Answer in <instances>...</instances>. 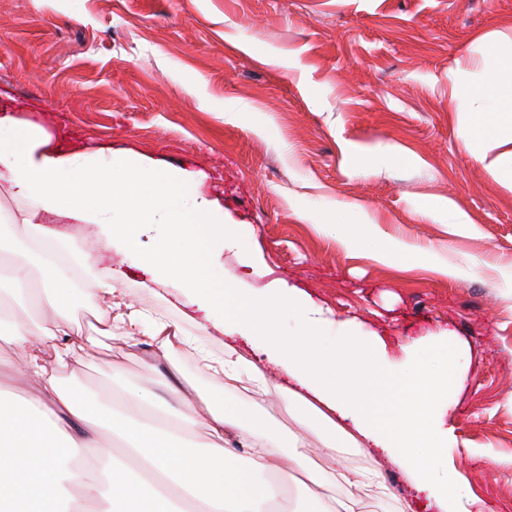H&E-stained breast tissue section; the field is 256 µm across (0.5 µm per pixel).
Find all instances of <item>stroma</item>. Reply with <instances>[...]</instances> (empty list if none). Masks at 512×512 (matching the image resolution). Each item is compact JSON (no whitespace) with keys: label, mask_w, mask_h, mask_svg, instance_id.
<instances>
[{"label":"stroma","mask_w":512,"mask_h":512,"mask_svg":"<svg viewBox=\"0 0 512 512\" xmlns=\"http://www.w3.org/2000/svg\"><path fill=\"white\" fill-rule=\"evenodd\" d=\"M491 33L512 39V0H0V108L60 151L192 175L253 242L216 260L225 277L244 275L246 292L290 289L353 335L379 337L391 366L424 337L463 348L449 458L470 478L475 512H512V190L469 151L476 104H449ZM355 214L460 273L347 250L323 219ZM89 240H66L81 271L70 316L91 339L71 384L119 410L154 388L147 346L97 329L103 306L86 288L112 266L138 307L181 327L189 344L177 360L203 397L235 403L278 437L302 434L277 407L283 370L236 338L268 393L224 394L202 367L225 342L205 311L178 299V281L86 250ZM381 472L407 512H437L398 466L382 461Z\"/></svg>","instance_id":"1"}]
</instances>
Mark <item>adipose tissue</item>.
<instances>
[{
	"mask_svg": "<svg viewBox=\"0 0 512 512\" xmlns=\"http://www.w3.org/2000/svg\"><path fill=\"white\" fill-rule=\"evenodd\" d=\"M452 100H475L481 108L467 130L473 155L485 162L502 185L512 189V161L488 159L489 144L512 142V41H496L471 71L458 77ZM0 194L17 202L7 222L37 246L46 272L43 302L54 314L52 326L14 323L0 331V350L12 354L9 366L32 384L18 394L0 389V512H84V501L109 495L112 512H273L283 494L277 474L303 472L306 489L319 512H357L360 472L312 465L304 440L288 442L258 429H244L240 409L227 403L206 418L180 415L185 427L206 430L204 451L185 445L173 428L147 425L112 407L89 401L66 379L84 362V338L67 316L73 263L64 245L63 224L94 227L99 240L118 254L134 252L142 231L164 226L140 262L155 277H178L181 294L199 306L224 335H239L259 346L270 363L288 375L280 389V407L300 418L314 435L316 456L335 457L353 448L368 455L380 449L402 466L415 487L427 491L441 512H471L465 491L469 480L454 466L434 474L435 460L456 447L445 418L451 374L460 370L462 353L446 343L425 342L399 368L378 360L377 346L337 337L326 345L327 325L310 315L297 296L276 290L256 297L217 274L213 257L225 242L249 252L250 241L199 200L188 177L161 170L125 155L103 160L88 154H65L50 136L12 113H0ZM337 240L352 250L370 251L377 260L407 263L420 256L438 262L442 274L459 268L436 253L393 239L374 224H338ZM117 271L105 268L96 292L108 298L105 335L129 346L148 342L168 359L188 340L176 324L146 316L116 296ZM285 311L299 323L289 340L276 338L273 317ZM176 364L160 373L161 393L134 396L130 409L169 412L172 403H188L193 391L181 381ZM122 439L131 466L117 467L110 449L100 447L102 432ZM239 437L247 448L238 464L226 444ZM140 477H133L131 467ZM80 495H71V487ZM340 487L341 497L331 494Z\"/></svg>",
	"mask_w": 512,
	"mask_h": 512,
	"instance_id": "adipose-tissue-1",
	"label": "adipose tissue"
}]
</instances>
